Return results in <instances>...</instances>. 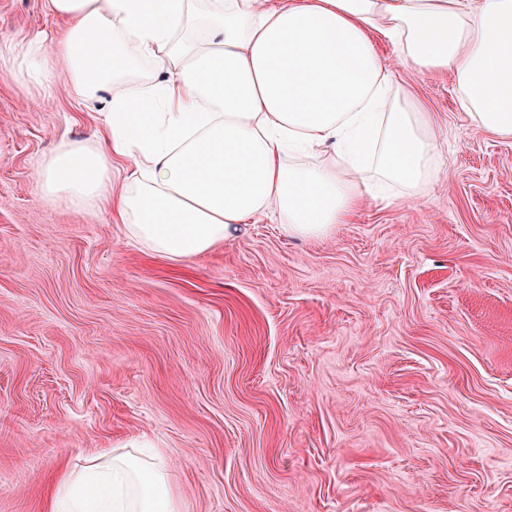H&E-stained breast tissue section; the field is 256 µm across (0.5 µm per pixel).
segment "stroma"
Masks as SVG:
<instances>
[{
    "label": "stroma",
    "instance_id": "stroma-1",
    "mask_svg": "<svg viewBox=\"0 0 512 512\" xmlns=\"http://www.w3.org/2000/svg\"><path fill=\"white\" fill-rule=\"evenodd\" d=\"M0 0V43L60 27ZM448 174L391 187L326 237L265 218L170 261L57 203L37 165L100 102L0 72V512H45L60 471L133 440L181 512H512V139L450 77Z\"/></svg>",
    "mask_w": 512,
    "mask_h": 512
}]
</instances>
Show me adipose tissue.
I'll return each mask as SVG.
<instances>
[{"mask_svg": "<svg viewBox=\"0 0 512 512\" xmlns=\"http://www.w3.org/2000/svg\"><path fill=\"white\" fill-rule=\"evenodd\" d=\"M64 21L0 48L26 89L54 78L103 98L94 142L39 163L53 200L107 208L159 257L275 219L323 238L375 189L412 200L447 172L433 113L393 71L449 75L484 130L512 138V0H47ZM390 44L382 57L375 37ZM47 512H179L162 455L130 443L67 468Z\"/></svg>", "mask_w": 512, "mask_h": 512, "instance_id": "adipose-tissue-1", "label": "adipose tissue"}]
</instances>
